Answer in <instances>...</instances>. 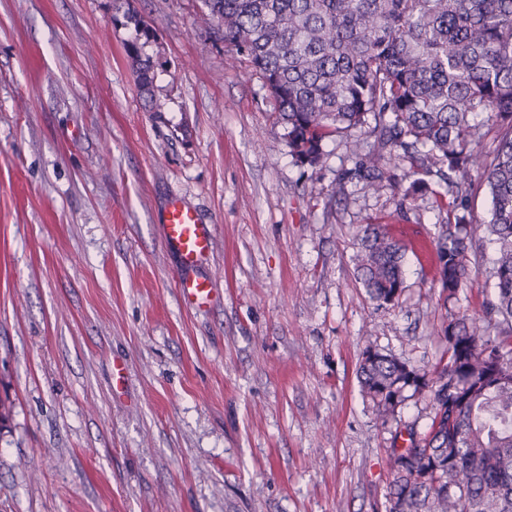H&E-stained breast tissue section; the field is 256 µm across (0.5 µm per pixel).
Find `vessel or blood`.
Listing matches in <instances>:
<instances>
[{"instance_id":"vessel-or-blood-1","label":"vessel or blood","mask_w":512,"mask_h":512,"mask_svg":"<svg viewBox=\"0 0 512 512\" xmlns=\"http://www.w3.org/2000/svg\"><path fill=\"white\" fill-rule=\"evenodd\" d=\"M163 237L167 249L180 262L176 288L182 301L201 308L213 300L209 279L199 275V268L207 262L214 248L212 225L204 223L199 213L180 198H171L163 213Z\"/></svg>"}]
</instances>
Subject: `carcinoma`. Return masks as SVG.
Here are the masks:
<instances>
[{
    "label": "carcinoma",
    "mask_w": 512,
    "mask_h": 512,
    "mask_svg": "<svg viewBox=\"0 0 512 512\" xmlns=\"http://www.w3.org/2000/svg\"><path fill=\"white\" fill-rule=\"evenodd\" d=\"M204 23L244 61L277 104L276 123L302 167L323 165L327 141L349 134L354 166L336 195L360 180L409 201L427 192L448 213L436 251L442 292L455 297L483 248L470 228L469 168L484 176V222L495 257L481 315L443 331L448 363L430 374L368 346L357 368L363 397L387 420L430 393L427 431L387 449L385 512H512V0H202ZM126 53L141 90L160 54L154 29L129 8ZM489 112L493 136L474 114ZM374 141H369V138ZM435 172L438 189L398 174L403 163ZM408 245L386 224H367L354 256L377 306L398 303Z\"/></svg>",
    "instance_id": "1"
}]
</instances>
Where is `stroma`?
<instances>
[{
	"mask_svg": "<svg viewBox=\"0 0 512 512\" xmlns=\"http://www.w3.org/2000/svg\"><path fill=\"white\" fill-rule=\"evenodd\" d=\"M155 30L151 93L113 0H0V512H384L387 448L433 415L375 419L362 350L429 371L479 314L494 258L455 299L409 251L397 305L357 278L363 225L434 243L446 211L295 164L275 103L201 0H130ZM211 224L210 308L181 303L162 213Z\"/></svg>",
	"mask_w": 512,
	"mask_h": 512,
	"instance_id": "stroma-1",
	"label": "stroma"
}]
</instances>
